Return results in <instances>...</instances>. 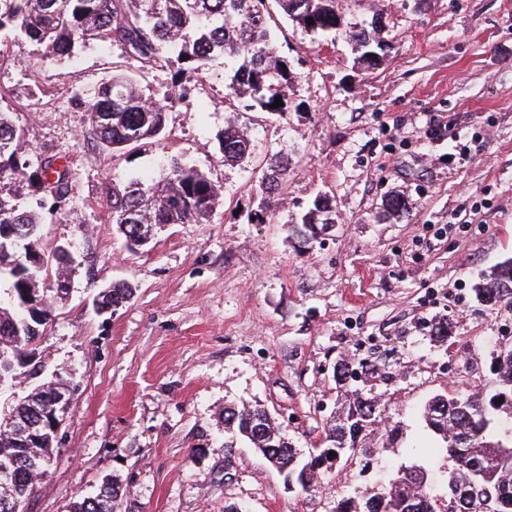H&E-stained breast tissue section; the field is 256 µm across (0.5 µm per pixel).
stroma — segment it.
Here are the masks:
<instances>
[{"instance_id":"obj_1","label":"stroma","mask_w":512,"mask_h":512,"mask_svg":"<svg viewBox=\"0 0 512 512\" xmlns=\"http://www.w3.org/2000/svg\"><path fill=\"white\" fill-rule=\"evenodd\" d=\"M349 28L321 47L274 10L271 33L297 80L281 119L240 110L254 151L226 164L218 150L224 87L233 65L185 71L186 97L163 134L120 159L88 137L84 104L116 73L164 93L172 72H141L107 43L72 60L44 58L24 39L0 47V110L23 127L29 160L55 155L73 190L63 215L41 226L38 249L76 261L69 293L33 345L37 375L13 396L60 376L74 391L48 476L24 512H70L103 478L121 486V512H331L336 500L379 492L400 466L428 472L445 496L450 463L431 449L421 413L435 395L490 384L492 353L512 311L473 292L512 257V0H341ZM382 14L389 48L367 69L349 34ZM446 126L426 139L427 124ZM292 162L281 199L255 185L273 156ZM201 168L219 189L203 224H167L127 250L109 221L112 182L158 180L170 156ZM407 199L387 217L384 200ZM333 224L300 247L289 224L317 196ZM118 281L133 298L98 314ZM446 319L448 345L431 337ZM388 361L373 392L386 410L355 451L324 466L307 492L253 449L224 445L228 404H261L298 449L319 447L344 399L336 361Z\"/></svg>"}]
</instances>
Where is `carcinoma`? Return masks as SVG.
I'll return each instance as SVG.
<instances>
[{
  "label": "carcinoma",
  "instance_id": "cac0c4a2",
  "mask_svg": "<svg viewBox=\"0 0 512 512\" xmlns=\"http://www.w3.org/2000/svg\"><path fill=\"white\" fill-rule=\"evenodd\" d=\"M278 4L293 22L322 36L326 45L343 32L340 0H0V39L21 37L43 48L44 55L65 60L91 42L112 43L151 71L177 61L186 69L203 70L219 55L240 61L226 85L225 104L230 114L218 134L219 150L227 163L241 162L252 152L251 141L237 124L239 108L288 114V86L297 79L288 61L277 54L268 28L270 3ZM313 24H307V19ZM379 20L371 29L352 35L361 59L376 66L388 46L380 40ZM187 94L178 79L163 96L148 94L127 74L102 82L85 104L91 138L103 151L117 155L145 140L159 137L165 114L175 98ZM283 105L273 109L275 98ZM23 128L10 112H0V254L35 256L32 243L39 237L38 210L59 213L70 199L71 175L54 155L36 163L18 154ZM36 167L32 178L38 210L22 209L3 192L7 181H21ZM290 160L276 157L258 178V190L268 197L282 193L288 182ZM109 214L126 248L151 242L150 230L161 224H201L218 200L216 184L201 170L172 156L162 178L144 183L130 180L108 188ZM323 197L302 223L288 232L307 245L327 228L320 217L327 212ZM44 269L30 263L8 270L10 288L0 296V376L13 379L19 361L31 356L29 347L52 322V303L40 293ZM481 301L512 308V258L476 284ZM134 296V289L118 282L98 294L101 308L117 307ZM492 391L484 389L452 397L437 395L424 407L423 419L439 440V450L453 467L448 482L461 493L448 495L446 504L427 490V471L416 464L399 469L383 492L359 502L352 497L336 502L333 512H512V349L496 350L492 357ZM57 378L45 388L35 387L19 400L6 419L20 427L39 423L40 413L59 387ZM381 400L356 390L341 412L324 428L321 447L303 457L283 433L275 418L259 404L224 406V432L247 443L302 491L317 482L332 450L356 448L359 435L382 416ZM56 435L38 438L33 447L20 442L15 431L0 432V500H27L38 482L37 459L53 454ZM123 493L105 479L99 491L77 500L71 512H119Z\"/></svg>",
  "mask_w": 512,
  "mask_h": 512
}]
</instances>
